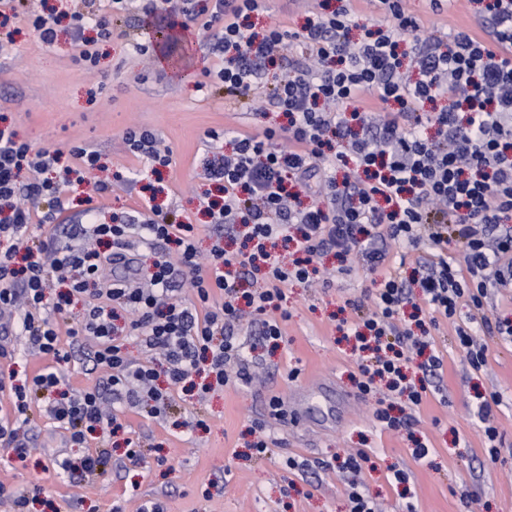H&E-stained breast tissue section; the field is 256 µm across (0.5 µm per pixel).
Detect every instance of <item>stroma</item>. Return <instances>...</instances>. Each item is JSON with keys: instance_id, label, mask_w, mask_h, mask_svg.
Segmentation results:
<instances>
[{"instance_id": "1", "label": "stroma", "mask_w": 512, "mask_h": 512, "mask_svg": "<svg viewBox=\"0 0 512 512\" xmlns=\"http://www.w3.org/2000/svg\"><path fill=\"white\" fill-rule=\"evenodd\" d=\"M320 0H266L263 14L252 17L255 30L273 22L300 27L319 11ZM407 6L426 28H469L481 31L480 4L457 0L442 15H433L427 0H408ZM112 39L102 47L97 67L77 62L78 51L67 23H60L54 45L40 42L36 31L21 26L10 55L0 56V117L6 118L32 149L51 147L68 151L82 145L99 152L96 178L110 182L98 200L97 221L125 220L140 209L143 186L156 190L164 212L195 226L198 249L208 252L213 239L223 236L227 249L244 242L245 230L211 224L200 213L199 201L216 187L204 176L211 131L262 134L283 124L274 112H260L253 99H233L223 88L206 83L204 71L218 64L211 52L215 30L201 22L180 31L174 54L145 63L135 43L150 42L141 14L110 17ZM147 129L172 151V164L156 175L144 159L134 156L124 136L131 129ZM125 181H113L115 172ZM327 286L292 282L285 287L282 307L283 338L278 346H261L250 328H242L244 355L261 378L252 384H228L205 398L174 399L167 415L152 417L146 409L124 407L123 432L89 440L87 448H68L64 433L45 411L43 395L33 397L25 427L32 452L18 460L10 445L0 442V484L9 490L33 494L29 512H138L148 501H158L165 512H350L348 456L365 449L358 489L379 501L384 512H512V344L495 334L479 332L488 346L487 362L473 370L456 342L455 323L440 321L432 330V348L443 360L440 392L428 393L411 410L408 429H381L376 409L387 406L388 392L378 387L373 397L358 400L330 433L300 428L269 413L271 397L287 398L292 386L316 390L325 378L342 390H353L352 373L358 357L339 329L352 318L346 303L372 288L361 265L337 273L334 252L314 258ZM90 337H78L69 361L58 364L67 388L93 386L106 371L94 368L87 357ZM297 378H290L291 369ZM496 392L501 402L493 409L501 441L498 459H491L481 430L477 393ZM264 422L277 443L267 455L256 456L250 442L255 422ZM140 446L141 459L125 455L126 439ZM431 448L426 460L412 457L413 439ZM107 449L100 475L82 482L54 468L52 451ZM298 468H288V458ZM410 476L408 487L391 481L394 470Z\"/></svg>"}]
</instances>
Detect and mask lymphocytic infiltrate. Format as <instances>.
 <instances>
[{"label":"lymphocytic infiltrate","mask_w":512,"mask_h":512,"mask_svg":"<svg viewBox=\"0 0 512 512\" xmlns=\"http://www.w3.org/2000/svg\"><path fill=\"white\" fill-rule=\"evenodd\" d=\"M263 0H109L114 13L138 11L151 24L176 28L178 20L220 27L213 46L222 67L207 70L225 93L260 98L268 112L288 119L285 132L236 133L227 153L214 154L205 178L224 191L222 205H208L215 224L248 227L252 250L232 253L214 242L200 255L193 225L171 219L143 198L138 226L100 224L93 201L106 182H87V203L69 237L44 226L66 211L67 181L51 173L62 157L76 167L97 168L96 151L83 146L69 152L32 150L14 130L0 127V356L8 357L13 337L23 336L31 351L51 364L32 378L31 387L0 377L14 418H0V441L13 445L18 459L28 455L22 432L31 392L58 389L56 363L68 360L63 337L88 336L94 366L108 375L79 392L60 391L46 412L83 445L104 424L106 401L148 406L160 414L175 390L192 374L208 369L217 382L248 383L237 329L251 316L261 340L282 335L274 311L280 310L288 282H307L317 274L312 262L335 251L339 273L351 259L362 260L379 275L374 309L352 322L350 330L364 356L356 387L371 396L377 380L410 407L423 401L440 380L443 361L424 356L431 327L439 319L464 313L456 336L473 369L486 363V347L473 324L495 329L512 340V321L486 316L494 290L512 288V0H486L485 37L452 29L438 35L425 30L402 0H378L384 22H365L352 5L320 12L297 29L279 23L253 32L252 15ZM95 0H64L73 22L81 61L96 64L99 42L110 40L105 14ZM94 28L96 38L84 35ZM359 37H352V30ZM432 111H424V104ZM343 177H336V169ZM36 179L19 182L21 170ZM311 201L300 205L293 183ZM53 202L42 212V200ZM138 231L145 247L175 243L176 255L160 254L149 287L136 280L119 283L106 272ZM293 243L284 255L267 250L266 241ZM418 252L416 278L403 276L390 261L385 242ZM456 241L457 256L448 253ZM188 278L194 300L173 293L175 275ZM259 286L242 291L243 281ZM67 286L48 301L47 290ZM84 300L82 313L60 325L72 297ZM129 312V335L141 348L160 355L164 370L132 360L115 325Z\"/></svg>","instance_id":"1"}]
</instances>
